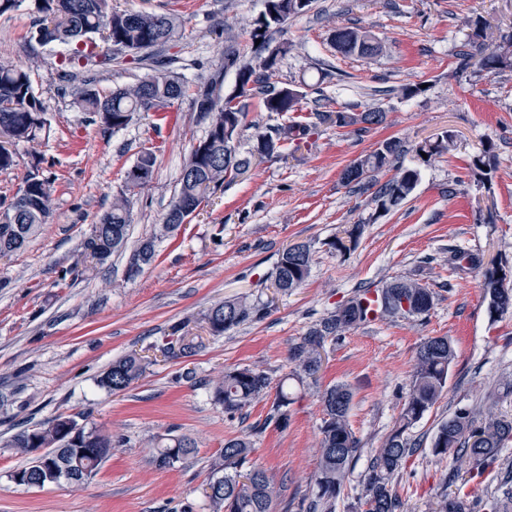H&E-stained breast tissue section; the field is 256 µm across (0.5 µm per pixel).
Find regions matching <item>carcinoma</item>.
<instances>
[{"label":"carcinoma","instance_id":"obj_1","mask_svg":"<svg viewBox=\"0 0 512 512\" xmlns=\"http://www.w3.org/2000/svg\"><path fill=\"white\" fill-rule=\"evenodd\" d=\"M39 14L37 40L47 45L59 42L69 46V54L62 60L64 75L73 76L83 62L96 56L95 37L110 44L116 53L106 57L107 64L119 59L126 48L142 51L164 46L179 34L181 19L176 12L155 13L112 9L111 0H32ZM313 0L299 4L297 0H265V12L252 22L251 39L256 45L258 66L240 59L234 41L224 45V70L205 86L199 88L194 104L196 111L209 120L206 152L191 151L181 169L178 189L173 199L188 203L198 200L206 190H215L224 180L247 171L255 152L269 151L272 158L284 141L303 140L311 135L315 126L307 122H294L278 128L272 134H259L253 150L243 156L238 150L244 116L243 105L221 95L224 76L235 75L237 97H245L262 83L265 71L277 65L279 57L289 48L271 47L272 28L306 13ZM276 13L277 18L270 17ZM472 29L468 40L457 53L458 70L473 69L496 74L512 68V31L498 29L497 35L487 33L486 22L477 17L469 22ZM336 52L343 56L375 57L383 51L381 42L361 27L340 26L332 35ZM95 79L84 81L76 93L75 104L81 111L93 115L95 121L108 130L118 132L126 128L142 112L148 97L160 99L156 108L166 112L187 92L184 79L170 70L156 73L133 84L117 86L106 94L94 88ZM304 92L291 85L264 93L262 103L268 112H295ZM386 114L379 108L359 113L323 111L316 114L319 123L334 124L339 128L354 127L358 135L384 122ZM9 129L12 144L31 142L50 134V123L43 103L34 91L30 70L0 63V126ZM454 148L453 136L445 133L440 139L421 145L417 152L427 158L441 156ZM401 146L395 140H386L374 151L357 158L340 174V181L355 190L374 189L372 201L388 212L401 205L414 191L420 170L398 164ZM135 165L142 171L136 188L147 186L153 179L155 155L140 151ZM394 169V175L377 185L376 174ZM53 185L50 176L29 174L21 197L12 207L13 223L0 224V257L23 251L53 218ZM174 217L166 213L158 232L142 241L131 259V268L137 270L151 263L155 256L154 243L158 235L174 231ZM130 228V193L123 189L112 198L111 207L92 225L89 236L70 271L91 260L102 266L112 254L122 249L128 240ZM311 250L306 243H295L278 255L270 275L272 287L288 293L302 287L310 276ZM483 288L489 296V305L498 310V317L512 314V288L505 286L504 278L495 269L482 270ZM434 305V292L416 280L398 278L375 290L363 289L344 301L311 326L300 342L290 349L292 376L299 382L314 377L321 366V349L329 339L377 319L402 317L424 318ZM271 308L270 301L260 298H236L214 304L204 314L206 326L212 336H221L249 319H260ZM203 348L197 336L179 337V347H166L171 358L192 357ZM455 358L453 341L447 336L430 337L416 353L411 388L406 396L399 426L375 449L363 475L364 494L360 499L361 512H403L404 503L393 487L396 473L407 457L416 451V443L406 431L419 422L437 403L447 385L448 370ZM147 360L137 353L128 354L112 363L100 377L99 385L109 392L123 391L137 382L146 372ZM271 377L258 367H237L224 371L211 387V399L227 413L243 411L265 397L271 388ZM353 393L338 383L321 393L323 418L319 427L320 448L318 469L314 477L316 491L307 504V512H335L336 499L352 473V463L360 453L359 439L349 424ZM293 394L281 381L276 387L271 417L280 424L288 422V408ZM512 444V417L497 413L493 406L460 408L441 422L430 442V452L439 461H448L445 480L481 472L500 457L502 449ZM6 446L27 457L25 466L13 475L28 477L27 487L39 486L44 470L70 465L72 473L67 483L79 486L98 471L112 453V437L93 426L79 425L73 415H59L47 422L24 428L13 434ZM33 448H50L51 456L44 465H34L30 456ZM195 452V443L188 438H171L156 450L154 462L161 469L182 463ZM254 453L252 441L237 436L224 442V449L210 464L207 494L212 512H273L278 491L267 471L250 459ZM439 512H475L474 504L461 493L445 496Z\"/></svg>","mask_w":512,"mask_h":512}]
</instances>
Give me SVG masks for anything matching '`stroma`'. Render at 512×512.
Returning <instances> with one entry per match:
<instances>
[{"mask_svg": "<svg viewBox=\"0 0 512 512\" xmlns=\"http://www.w3.org/2000/svg\"><path fill=\"white\" fill-rule=\"evenodd\" d=\"M112 5L179 11L181 37L160 50L190 88L172 106L173 124L154 128L152 115L143 113L124 130H105L78 111L75 85L59 77L66 46L36 41L38 15L29 0L0 15V63L33 65L35 93L51 123L49 138L18 144L17 166L0 171V206L33 164L56 179L52 223L24 251L0 259V512H211L203 494L210 463L225 440L241 435L252 440L280 489L274 512H304L318 465L320 394L335 383L353 392L349 420L361 442L336 501V512H351L373 449L398 422L419 346L447 336L456 352L447 386L410 430L420 448L393 480L404 512H435L448 470L428 451L437 424L512 379V315L491 319L480 270L449 261L456 253L478 256L483 268H503L512 287V71L460 73L455 58L470 19L512 27V0H314L310 11L274 33L273 45L290 50L266 75L272 88L307 83L306 95L297 112L279 115L264 110L260 93L244 97L240 152L250 151L258 134L296 119L315 122L321 111L378 106L385 122L361 136L317 124L307 141L285 144L281 157L253 162L188 223L154 239L153 261L135 272L134 249L153 238L184 160L208 129L193 91L224 60L225 24L233 26L242 60L254 59L250 23L264 0ZM341 25L370 30L382 54L337 53L331 35ZM405 84L422 91L402 97ZM446 131L455 137L454 150L421 164L417 147ZM388 139L402 143L401 162L419 168L420 180L407 200L385 212L369 194L344 187L340 173ZM488 144L496 161L484 174L472 160ZM147 146L156 154L154 179L131 196L125 249L95 271L71 272L82 241ZM352 227L356 245L331 248L336 234ZM296 242L311 246L310 276L302 288L274 294L269 274L279 253ZM401 277L434 291L426 318L375 320L350 330L327 342L316 380H290L289 350L313 323L356 290ZM242 295L274 297L273 309L224 335H208L204 313ZM181 327L201 336L203 349L188 358L164 357L160 345ZM134 351L151 360L145 375L121 392L101 388L102 373ZM237 366L287 380L297 396L287 424L268 422L270 395L235 414L212 401L211 382ZM60 414L82 415L110 434L111 456L80 487L14 484L9 475L26 459L6 440ZM172 437L191 438L197 452L177 468H158L155 442Z\"/></svg>", "mask_w": 512, "mask_h": 512, "instance_id": "35a3bbf8", "label": "stroma"}]
</instances>
